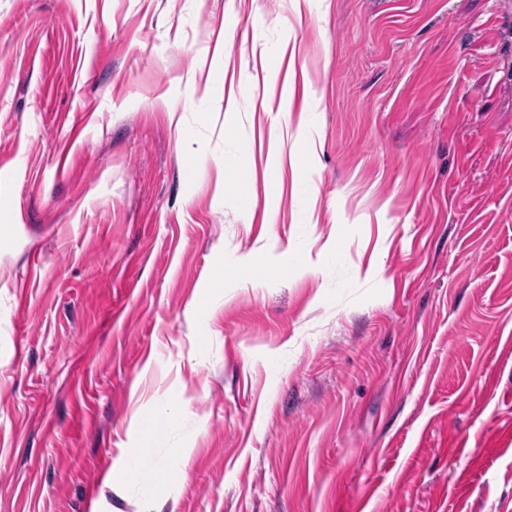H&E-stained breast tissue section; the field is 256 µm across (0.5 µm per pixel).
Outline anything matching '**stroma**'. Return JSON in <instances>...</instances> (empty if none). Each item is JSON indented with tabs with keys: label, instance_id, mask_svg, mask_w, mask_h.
Instances as JSON below:
<instances>
[{
	"label": "stroma",
	"instance_id": "1",
	"mask_svg": "<svg viewBox=\"0 0 512 512\" xmlns=\"http://www.w3.org/2000/svg\"><path fill=\"white\" fill-rule=\"evenodd\" d=\"M505 11L0 0V512H512Z\"/></svg>",
	"mask_w": 512,
	"mask_h": 512
}]
</instances>
